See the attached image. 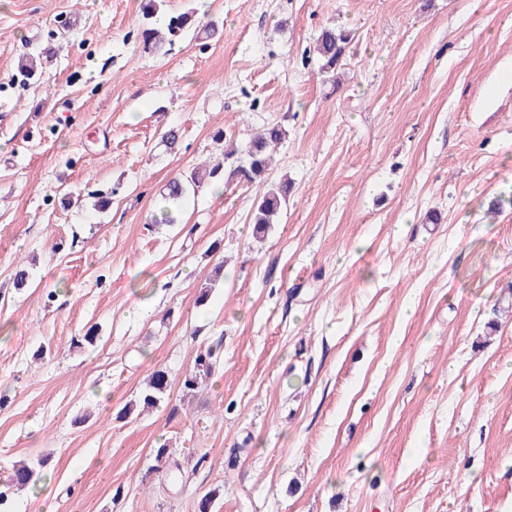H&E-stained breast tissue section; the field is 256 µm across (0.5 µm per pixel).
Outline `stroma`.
I'll return each instance as SVG.
<instances>
[{
    "label": "stroma",
    "instance_id": "35a3bbf8",
    "mask_svg": "<svg viewBox=\"0 0 512 512\" xmlns=\"http://www.w3.org/2000/svg\"><path fill=\"white\" fill-rule=\"evenodd\" d=\"M142 2L0 0V481L53 476L10 512H512V0H208L159 46ZM272 124L264 238L241 184L162 223ZM350 40L346 31L324 28L316 38L313 47L320 64V72L329 78L336 79V71L343 65L345 48ZM215 362V352L212 349L201 350L196 356L194 370L182 380L184 391L191 393L199 389L211 376ZM172 380L169 378V374L162 368H158L151 374V377L141 391L138 400L134 403H129L123 407L118 413L117 418L127 417L132 414L137 407H141L142 410L156 407L166 396ZM49 458L43 457L38 459L36 464H29L24 461L17 462L12 466L8 482L0 486V511L6 510L7 504L16 490L28 487L35 474L39 473L48 464Z\"/></svg>",
    "mask_w": 512,
    "mask_h": 512
}]
</instances>
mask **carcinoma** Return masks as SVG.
<instances>
[{
  "mask_svg": "<svg viewBox=\"0 0 512 512\" xmlns=\"http://www.w3.org/2000/svg\"><path fill=\"white\" fill-rule=\"evenodd\" d=\"M193 24V16L189 12L173 15L169 18L167 34L169 38L177 37L188 31ZM350 34L343 30L325 28L316 38L313 47L320 64V72L329 78L336 77V71L342 66L345 48ZM286 130L279 125H270L255 133L244 146L234 149L241 158L229 166H201L188 176L176 178L166 184L163 198L171 203L179 201L189 189L201 187L203 184L223 183L227 186L244 183L257 189V197L250 215V223L257 232L266 231L268 226L278 222L282 208L288 202L292 191V182L281 180L267 182V174L271 163V151L286 137ZM216 362L215 352L211 349L200 351L195 359L194 370L182 380V388L191 393L199 389L212 374ZM172 380L162 368H158L141 391L138 400L123 407L117 418L127 417L137 408L149 409L157 406L166 396ZM49 458L38 459L37 463L29 464L20 461L12 466L8 482L0 486V512H7V504L16 490L30 485L35 474L48 464Z\"/></svg>",
  "mask_w": 512,
  "mask_h": 512,
  "instance_id": "1",
  "label": "carcinoma"
}]
</instances>
